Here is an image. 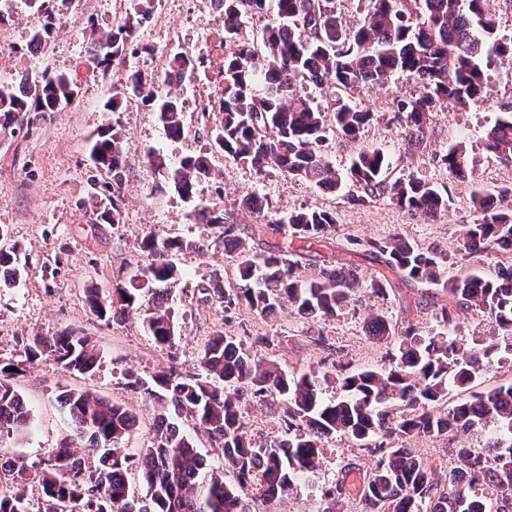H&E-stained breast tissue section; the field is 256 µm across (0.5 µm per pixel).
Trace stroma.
Segmentation results:
<instances>
[{
	"mask_svg": "<svg viewBox=\"0 0 512 512\" xmlns=\"http://www.w3.org/2000/svg\"><path fill=\"white\" fill-rule=\"evenodd\" d=\"M123 6L124 0H73L60 13L46 60L55 70L71 74L80 92L64 111L32 113L26 135L0 136V225L7 228L0 249L14 252L20 268V276L11 286H0V361L14 358L29 337L49 336L66 328L83 330L101 354L100 364L90 376L70 375L53 359L44 358L17 379L16 388L30 408L31 420L24 434L0 442V455L30 465L47 463L72 432L55 400V389L61 385L91 391L136 413L138 423L127 443L134 453L147 444L156 411L146 397L128 387L127 373L148 378L172 365L192 369L204 345L216 334L242 339L255 359L275 361L288 374L298 376L313 369L330 373L338 365L353 369L384 365L386 346L371 342L362 332L363 318L371 311L394 323L417 324L428 334L438 330L421 288H402L384 299L357 293L336 318L320 322L302 320L285 309L272 319L244 307L228 312L208 295L213 284L227 291L238 286L236 264L224 251L223 229L195 223L191 218L193 202L171 190L157 191L158 176L147 160L152 149L163 151L174 163L205 150V123L220 118L216 107L224 89L219 69L224 57V18L210 10L206 0H160L158 23L146 25L140 32L138 51L129 57V67L145 73L159 71L176 52L199 60L194 74L171 88L184 106L185 132L178 139L169 137L151 106L137 98L129 101L121 114L127 129L122 221L100 222L91 188L99 173L89 160L88 145L108 119L104 103L118 86L124 68L105 75L93 68L86 59L87 35L79 21L91 16L110 26ZM37 23V17L23 9L10 16L8 41L0 43V72L16 75L29 68L26 46ZM416 90L413 80L401 74L383 86L361 85L354 100L374 112V119L359 141L330 135L323 155L344 170L362 147L382 149L393 176L431 182L447 196L448 211L436 222H425L414 211L383 200L351 204L346 193L326 192L275 170L258 174L220 153L212 154L211 160L224 173L222 184L199 183L194 202L215 200L219 196L215 189L220 186L224 189L220 196L228 204L255 192L280 215L309 208L334 212L339 229L333 240L300 257L306 272L341 258L357 266L360 278L369 279L377 265L349 250L348 239L385 238L397 233L447 255L448 276L472 271L476 266L457 253L455 231L475 218L474 193H493L512 184V165L501 163L485 148L486 133L499 110L480 107L437 113L426 146L408 153L403 149L408 130L395 118L391 101ZM207 106L212 112L206 117L202 110ZM458 142L466 145L470 159L461 178L448 175L438 161L449 145ZM148 233L159 239L206 244L205 251L188 250L175 257L183 277L169 299L177 315V340L170 349L154 343L140 316L103 321L90 311L86 299L88 289L108 292L125 285L137 266L145 264L139 243ZM281 415L276 400L264 405L252 401L241 408L243 429L256 444L282 437ZM348 463L364 470L370 466L371 456L347 438H332L322 466L302 476L284 500H259L252 508L254 512H322L325 491L335 485L342 466Z\"/></svg>",
	"mask_w": 512,
	"mask_h": 512,
	"instance_id": "35a3bbf8",
	"label": "stroma"
}]
</instances>
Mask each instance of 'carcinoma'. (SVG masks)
Instances as JSON below:
<instances>
[{"label": "carcinoma", "instance_id": "obj_1", "mask_svg": "<svg viewBox=\"0 0 512 512\" xmlns=\"http://www.w3.org/2000/svg\"><path fill=\"white\" fill-rule=\"evenodd\" d=\"M56 2L23 0L43 17L30 42L50 46ZM356 2L362 19L350 32L336 15L334 0H220L224 95L221 118L208 128L211 148L257 173L276 167L290 179L328 191L349 185L355 189L352 200L359 204L386 198L433 221L448 209V198L435 185L413 177L389 179L388 157L376 148L359 150L348 171L341 173L324 159L323 143L335 130L355 141L373 120L374 113L351 100L357 87L403 74L416 81L419 92L394 98L393 112L410 128L406 150L420 149L434 113L493 101L487 68L492 62L512 67V38L499 37V19L488 0ZM155 6L156 0H128L125 14L108 28L84 22L86 53L95 68L106 71L126 63ZM254 14L272 15L258 42L242 21ZM167 67L185 77L194 72L196 61L176 53ZM299 82L330 86L334 94L315 104L298 91ZM166 85L163 72L147 76L131 69L105 111L116 113L124 100L139 98L152 104L169 136L177 139L184 134L183 108L179 98L162 91ZM78 94L77 82L48 67L26 75L17 86L0 83V134H20L28 114L61 112ZM125 138V125L115 118L98 131L90 147L95 168L108 177L94 192L98 217L105 224L122 220ZM486 141L495 157L512 163V105L503 106ZM147 159L164 184L187 201L196 184L222 177L205 153L176 164L158 151L149 152ZM440 161L454 177L465 175L469 165L461 144L448 146ZM473 203L478 218L457 231L461 257L512 248V186L494 196L477 192ZM240 208L255 215L264 232L283 238L280 250H262L232 234L230 218ZM193 217L201 224L223 226L224 251L234 254L241 284L232 294L214 289L227 311L244 304L269 317L286 305L294 315L315 321L336 317L362 288L378 298L394 291L387 277L363 282L345 264L324 265L310 275L297 271L299 260L291 253L310 252L336 234V215L330 211L307 209L276 217L256 193L229 208L220 194L216 201L195 206ZM363 247L400 284L438 286L446 292V302L430 303L443 332L426 336L411 324L400 326L367 314L362 331L373 342L391 346L389 365L335 377L341 395L334 399L324 397L321 388L328 375L313 371L290 377L276 364L254 359L237 337L219 334L207 342L192 372L171 367L149 380L127 374V385L158 406L152 437L136 454L125 448L138 422L135 413L87 391L66 388L59 402L73 438L64 440L39 469L18 459L0 462V469L15 475V485L0 486V512H28L21 486L32 472L48 512H249L251 497L270 501L272 491L280 498L288 495L298 477L320 465L326 442L338 434L367 448L373 458L360 486L365 512H512V384L453 398L479 381L491 362L512 364V345L495 339L470 343L448 334L456 328L457 311L468 310L488 317L502 336L512 339V263L499 266L493 277L479 271L450 279L444 255L398 234L368 239ZM141 248L148 264L127 285L106 296L93 294L91 309L107 322L143 312L153 341L171 348L175 312L167 301L182 277L173 255L201 246L147 234ZM44 357L69 374L90 373L100 361L90 338L76 329L34 336L16 357L0 361V439L19 434L29 424L30 410L13 382ZM269 398L282 403L284 436L257 446L245 436L239 409L247 399L262 404ZM182 418L222 448L224 468L233 471L236 484L206 470L193 438L177 423ZM487 422L496 429L485 447L453 450L455 467L465 480L438 471L403 447L413 437L449 432L464 437ZM134 470L142 485L139 493L131 485ZM345 493L342 479L325 492L322 512H341Z\"/></svg>", "mask_w": 512, "mask_h": 512}]
</instances>
